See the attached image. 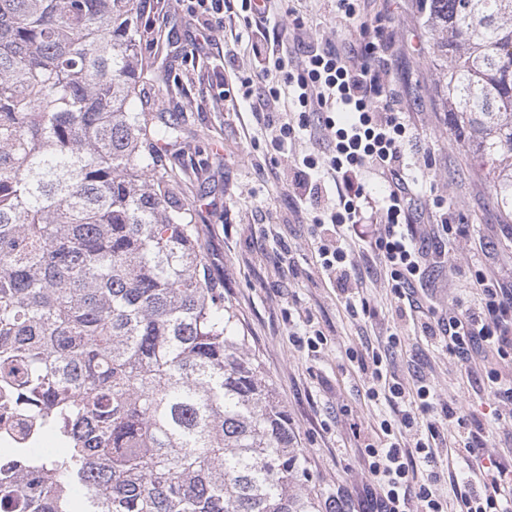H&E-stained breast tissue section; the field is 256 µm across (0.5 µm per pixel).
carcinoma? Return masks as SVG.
Masks as SVG:
<instances>
[{"instance_id":"carcinoma-1","label":"carcinoma","mask_w":512,"mask_h":512,"mask_svg":"<svg viewBox=\"0 0 512 512\" xmlns=\"http://www.w3.org/2000/svg\"><path fill=\"white\" fill-rule=\"evenodd\" d=\"M448 125L512 221V0H420ZM134 0H0V397L68 451L0 512H319L180 200Z\"/></svg>"}]
</instances>
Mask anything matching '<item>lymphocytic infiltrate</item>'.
I'll use <instances>...</instances> for the list:
<instances>
[{
  "label": "lymphocytic infiltrate",
  "mask_w": 512,
  "mask_h": 512,
  "mask_svg": "<svg viewBox=\"0 0 512 512\" xmlns=\"http://www.w3.org/2000/svg\"><path fill=\"white\" fill-rule=\"evenodd\" d=\"M335 2L339 17L359 35L357 48L347 56L333 46L313 45L297 63L280 51L273 68L282 77L268 93L293 108L267 113L263 131L279 147L315 125L330 134L328 154L305 155L293 168L295 197L314 213L316 271L335 285L350 313H357L372 277L388 288L396 316L409 317L421 307L416 286L427 276L428 240L443 242L441 256L450 263L458 251L472 249L475 238L470 225L452 223L445 201L435 202L432 216L424 214L407 153L420 133L384 80L382 18L363 14L359 0ZM369 174L383 180L379 193L368 190ZM329 179L336 187L332 195ZM427 218L432 227L426 231ZM359 250L369 259L367 267L355 260ZM468 284L472 299L416 321L415 329L445 348L469 382L492 398L493 419L463 415L454 397L436 403L426 383L398 382L390 372L396 336L384 348L349 353L365 375L368 400L385 398L395 414L382 420L362 454L371 512H445L434 489L445 461L455 467L450 483L458 512H512V463L490 452L486 439L491 429L512 425V377L502 372L512 365V283L501 282L492 263L478 258Z\"/></svg>",
  "instance_id": "1"
}]
</instances>
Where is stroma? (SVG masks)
<instances>
[{"mask_svg": "<svg viewBox=\"0 0 512 512\" xmlns=\"http://www.w3.org/2000/svg\"><path fill=\"white\" fill-rule=\"evenodd\" d=\"M135 2L145 35L142 61L168 69L166 81L147 94L188 135L177 160L182 201L197 214L203 254L224 282V299L237 314L250 354L287 410L309 474L303 489L317 495L321 512L339 497L347 512H361V448L394 414L385 401L367 399L364 377L347 350L398 334L393 369L401 382L426 379L440 397H457L470 416L491 418L494 406L484 393L470 391L445 351L416 336L412 320L392 317L388 289L368 284L367 311L354 317L335 288L314 275L312 216L288 183L293 161L327 150L328 137L319 132L275 149L259 128L264 113L281 106L267 100L263 83L255 84L247 103L221 99L224 87L255 69L242 18L225 12L223 32L206 43L196 19L176 0ZM364 8L386 19L389 77L421 134L409 157L431 176L424 206L447 200L457 217L473 225L500 278L512 279V227L503 222L485 169L448 128L441 78L430 61L434 35L420 16L419 0H364ZM273 12L278 29L290 32L292 57H302L321 38L345 53L357 44L334 0H275ZM428 276L424 316L468 298L466 279L449 273L447 265H431ZM301 310L312 316L308 334L323 338L316 350L298 347L291 336L289 319Z\"/></svg>", "mask_w": 512, "mask_h": 512, "instance_id": "35a3bbf8", "label": "stroma"}]
</instances>
